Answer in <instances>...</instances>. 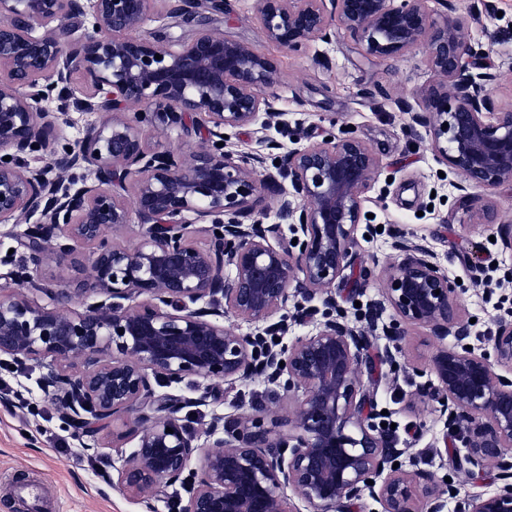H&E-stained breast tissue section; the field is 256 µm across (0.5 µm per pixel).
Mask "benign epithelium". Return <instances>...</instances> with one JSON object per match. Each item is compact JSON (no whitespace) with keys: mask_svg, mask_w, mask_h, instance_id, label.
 <instances>
[{"mask_svg":"<svg viewBox=\"0 0 512 512\" xmlns=\"http://www.w3.org/2000/svg\"><path fill=\"white\" fill-rule=\"evenodd\" d=\"M151 2L0 0V223L38 217L23 241L36 265L90 247L94 287L104 296L83 313L40 307L20 292L0 296V355L19 365L44 362V390L90 438L94 424L136 413L126 434L137 444L117 475L136 500L148 503L161 486L180 482L190 485L181 512H294L289 490L312 512H343L365 490L381 512H421L422 498L426 512H445L449 489L429 474L393 468L402 450L364 413L366 342L346 320L320 322L279 350L267 345L270 327L240 334L221 322L229 314L267 321L286 306L292 286L308 301L321 297L336 307L332 288L358 246L376 154L355 135L291 151L284 176L292 191H281L278 212L294 220L297 244H283L280 225L263 224L256 204L272 180L259 171L268 144L240 154L217 146L226 129L273 111L274 62L204 27L199 9L222 13L224 0H179L182 22L198 29L172 51L140 34ZM441 4L438 19L423 0H258L257 20L267 41L293 50L329 41L335 21L369 56L424 47L434 81L419 91L420 109L408 103L406 111L438 161L464 176L459 206L472 224H492L495 205L473 207L468 189L512 181V109L494 111L486 86L496 74L465 39L456 0ZM74 18L88 28L70 46L53 32L34 35L37 25ZM80 70L91 85L75 97L67 85ZM55 100L59 112L109 115L58 158L59 166L93 176L76 189L50 176V166L19 164L46 143L51 122L42 104ZM191 112L207 115L211 145L188 157L146 147L144 128L176 127ZM187 212L211 221L204 249L187 242ZM248 217L252 223H243ZM134 219V243L109 239ZM396 249L405 256L391 267L387 304L372 319L388 305L396 319L383 325L387 334L423 325L441 341L453 339L431 358L437 384L422 392L462 438L459 470L489 463L501 470V486L457 501L454 512H512V312L496 317L480 348L470 347L455 281L428 249L405 240ZM140 296L135 308L123 304ZM72 361L84 371L71 373ZM258 371L287 394L302 392L293 430L276 431L244 413L214 422L204 447L178 416L180 402L155 391L188 376L219 383Z\"/></svg>","mask_w":512,"mask_h":512,"instance_id":"obj_1","label":"benign epithelium"}]
</instances>
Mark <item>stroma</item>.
I'll use <instances>...</instances> for the list:
<instances>
[{
    "mask_svg": "<svg viewBox=\"0 0 512 512\" xmlns=\"http://www.w3.org/2000/svg\"><path fill=\"white\" fill-rule=\"evenodd\" d=\"M176 5L177 0H153L142 35L173 45L190 39L196 28L175 17ZM257 7L256 0H225L223 12L209 15V29L228 40L252 43L276 65L275 113L268 116L266 127L228 130V147L244 153L255 149L259 138L273 141V148L265 152V170L272 174L279 173L278 162L289 150L331 133L354 132L372 148L380 169L364 195L368 218L358 227V246L333 290L337 307L368 341V359L361 368L370 398L367 411L378 422L398 423L393 441L402 451L398 462L403 470H422L436 483H450L459 499L495 489L499 484L496 465L471 474L456 470L453 456L463 446L452 442V450L444 451L453 430L438 403L418 390L421 378L414 370L427 368L440 341L421 326L406 327L404 336L392 340L373 326L371 310L384 299L389 264L401 258L395 243L406 238L428 247L436 262L459 281L457 293L466 318L473 321L472 335L490 336L495 317L512 307V251L497 240L500 225H512V183L489 192L497 204V223H464L457 202L463 176L444 170L424 129L412 125L403 110L414 92L433 79L423 52L371 57L340 28L330 41L317 40L291 50L263 38ZM458 12L475 13V20L468 23V36L474 45L482 46L487 63L499 74L487 87L489 97L496 108L512 107V57L506 55L512 50V0H489L485 7L479 0H459ZM103 120L100 114L78 112L57 119L45 146L27 155V162L43 166ZM146 138L153 149L186 156L209 144V123L205 114L194 113L187 117L185 128L154 126L147 129ZM28 225L22 216L0 223V295L22 288L35 304L67 312H82L100 301L92 287L88 250L34 265L19 245ZM474 253L481 258L477 268L466 262ZM389 347L395 355L391 364L384 359ZM43 372L40 362L15 368L10 357L0 356V384L21 394L15 406L0 404V512H26L14 488L31 481L44 488L48 505L61 507L62 512H168L171 487H163L146 505L95 475L87 465L92 454L86 448L87 437L75 434L62 417L58 399L45 395L40 385ZM167 392L185 399L179 415L204 446L211 443L206 430L215 420L244 411L269 418L292 415L291 398L262 375L213 386L189 377ZM124 430L121 418L98 427L99 448L92 455L105 462L111 475L136 445ZM52 434L69 438L70 459L61 458L50 446L47 438Z\"/></svg>",
    "mask_w": 512,
    "mask_h": 512,
    "instance_id": "1",
    "label": "stroma"
}]
</instances>
